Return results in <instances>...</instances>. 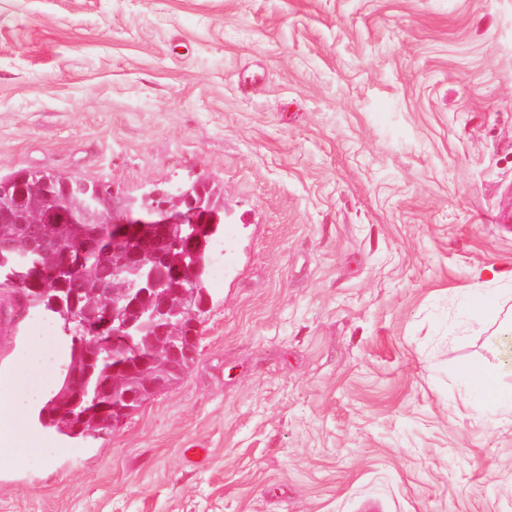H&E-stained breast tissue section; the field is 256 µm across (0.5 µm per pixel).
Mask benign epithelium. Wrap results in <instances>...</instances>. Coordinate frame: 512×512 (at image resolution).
Masks as SVG:
<instances>
[{
    "label": "benign epithelium",
    "instance_id": "7a95c632",
    "mask_svg": "<svg viewBox=\"0 0 512 512\" xmlns=\"http://www.w3.org/2000/svg\"><path fill=\"white\" fill-rule=\"evenodd\" d=\"M32 170L0 178V224H27L41 248L62 252L53 270L38 268L30 279L48 286L66 275L81 285L80 272L86 247H67L58 224L59 197L50 180H60L64 195L86 196L85 223L96 225L93 239L112 244L117 263L102 276L98 292L112 300V312L98 310L68 316L80 335L79 342L96 345L100 336L121 339L120 350L134 347L138 336L153 344L165 368L179 372L196 359L198 317L210 301L206 291L196 292L188 282L203 264L187 265L186 258L205 252L215 257L217 240L211 229L220 223L224 203L211 183L202 179L194 190L153 186L138 200H130L112 185L76 180ZM151 358L129 361L112 368V393H117L130 373L142 374Z\"/></svg>",
    "mask_w": 512,
    "mask_h": 512
}]
</instances>
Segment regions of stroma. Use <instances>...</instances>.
I'll list each match as a JSON object with an SVG mask.
<instances>
[{
	"label": "stroma",
	"instance_id": "obj_1",
	"mask_svg": "<svg viewBox=\"0 0 512 512\" xmlns=\"http://www.w3.org/2000/svg\"><path fill=\"white\" fill-rule=\"evenodd\" d=\"M140 198L203 174L233 234L193 366L0 468V512H512V419L458 368L512 267V0H0V175ZM35 331L0 293V381Z\"/></svg>",
	"mask_w": 512,
	"mask_h": 512
}]
</instances>
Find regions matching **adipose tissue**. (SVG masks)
<instances>
[{"label": "adipose tissue", "instance_id": "1", "mask_svg": "<svg viewBox=\"0 0 512 512\" xmlns=\"http://www.w3.org/2000/svg\"><path fill=\"white\" fill-rule=\"evenodd\" d=\"M511 373L512 364L507 362L495 369L468 368L467 379L481 409L512 417V384L505 381ZM38 375L32 361H20L16 369L17 387L10 394L0 395V463H20L47 444L18 406L24 394L23 380Z\"/></svg>", "mask_w": 512, "mask_h": 512}]
</instances>
